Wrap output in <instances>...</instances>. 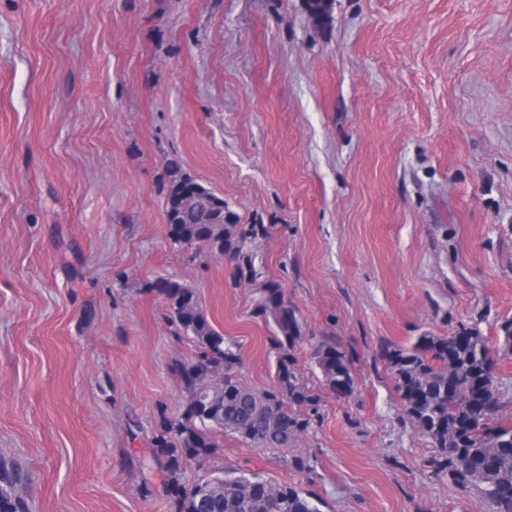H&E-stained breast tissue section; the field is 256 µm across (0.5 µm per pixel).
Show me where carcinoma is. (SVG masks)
<instances>
[{
	"label": "carcinoma",
	"mask_w": 512,
	"mask_h": 512,
	"mask_svg": "<svg viewBox=\"0 0 512 512\" xmlns=\"http://www.w3.org/2000/svg\"><path fill=\"white\" fill-rule=\"evenodd\" d=\"M305 7L317 25L327 24L326 0H305ZM169 170L164 214L171 241L203 244L246 261L248 271L236 266L239 277H259L249 264L257 225L239 224L224 198L181 173L176 163ZM151 288L166 300L171 323L195 352L174 364L186 394L183 411L175 419L161 416L152 438L151 461L164 475L163 493L174 512H319L311 494L292 485L245 472L195 480L187 477V465L203 466L219 447L218 435L229 434L297 470L313 471L309 459L288 456V448L317 423L324 392L352 394L353 354L334 342L320 345L315 355L322 381L309 385L292 353L300 333L295 311L280 285L267 282L256 311L275 325L276 386L258 391L241 378L238 345L213 327L192 288L173 278L158 279ZM381 358L407 417L437 449L436 473L480 492L491 512H512V423L496 416L495 363L480 332L462 327L449 336L425 333L409 348L384 346ZM24 484L18 468L0 463V512H28Z\"/></svg>",
	"instance_id": "cac0c4a2"
}]
</instances>
